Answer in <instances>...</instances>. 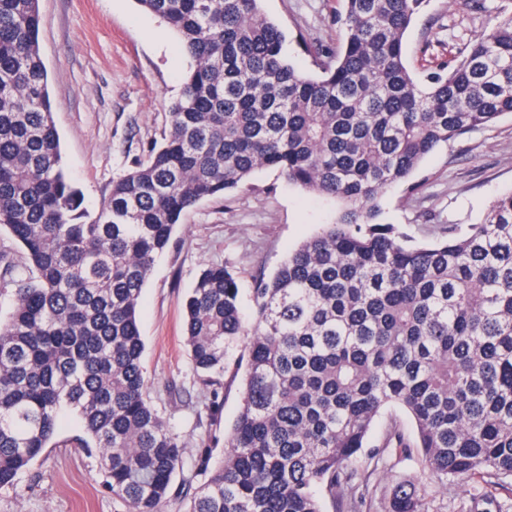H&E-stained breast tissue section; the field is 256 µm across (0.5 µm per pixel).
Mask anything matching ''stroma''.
Masks as SVG:
<instances>
[{"mask_svg":"<svg viewBox=\"0 0 512 512\" xmlns=\"http://www.w3.org/2000/svg\"><path fill=\"white\" fill-rule=\"evenodd\" d=\"M502 0H425L404 39L411 68L446 60L494 23ZM286 34L284 53L299 70L315 68L311 45H335L342 0H263ZM39 46L48 74L53 120L70 181L97 212L114 178L144 161L169 125L168 106L192 59L179 37L136 0H40ZM512 190V117L465 134L426 157L409 184L389 188L380 223L399 225L415 240L439 239L442 225L472 224L498 195ZM341 205L290 184L278 172H256L247 186L200 202L178 226L144 287L138 319L145 344L147 395L168 421L191 462L202 448L222 455L240 407L241 376L226 373L224 406L210 418L184 341L182 297L200 270L228 266L252 314L256 276L273 275L288 253L334 223ZM66 419L42 456L0 488V512H123L104 485L97 450L72 447L80 434ZM418 485L431 512H458L468 486L443 485L424 474L420 455L389 457L373 472L374 512H389L395 488Z\"/></svg>","mask_w":512,"mask_h":512,"instance_id":"obj_1","label":"stroma"}]
</instances>
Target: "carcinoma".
<instances>
[{
	"label": "carcinoma",
	"instance_id": "carcinoma-1",
	"mask_svg": "<svg viewBox=\"0 0 512 512\" xmlns=\"http://www.w3.org/2000/svg\"><path fill=\"white\" fill-rule=\"evenodd\" d=\"M194 61L163 142L112 181L96 216L63 168L40 57L39 0H0V488L14 485L76 413L78 448L102 454L125 512H324L344 488L371 512L356 466L376 419L403 409L424 468L448 480L512 478V192L432 244L375 222L379 199L441 145L512 114V11L448 59L412 70L404 37L425 0H343L336 47L314 74L284 55L262 0H137ZM275 169L342 204L254 288L243 319L234 272L202 269L182 300L185 345L223 406L241 404L212 461L185 472L178 437L147 398L138 311L174 230L200 201ZM411 455L395 426L366 455ZM205 477L196 484V478ZM389 512H429L401 488Z\"/></svg>",
	"mask_w": 512,
	"mask_h": 512
}]
</instances>
